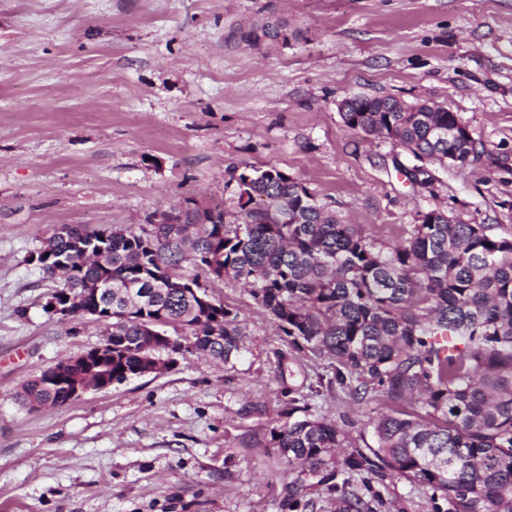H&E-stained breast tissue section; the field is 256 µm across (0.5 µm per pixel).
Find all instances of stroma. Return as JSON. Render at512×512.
I'll use <instances>...</instances> for the list:
<instances>
[{
    "label": "stroma",
    "mask_w": 512,
    "mask_h": 512,
    "mask_svg": "<svg viewBox=\"0 0 512 512\" xmlns=\"http://www.w3.org/2000/svg\"><path fill=\"white\" fill-rule=\"evenodd\" d=\"M266 23L287 41L239 40ZM353 96L443 105L476 152L416 159L346 127ZM269 166L383 248L436 208L512 238V0H0V512H336L330 477L374 512H433L404 477L278 454L292 397L362 450L378 416L422 410L333 385L335 360L294 351L232 280L207 288L242 328L230 361L192 349L62 406L14 399L106 338L45 309L57 282L28 257L58 227L231 213V173Z\"/></svg>",
    "instance_id": "obj_1"
}]
</instances>
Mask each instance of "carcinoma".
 <instances>
[{
  "instance_id": "1",
  "label": "carcinoma",
  "mask_w": 512,
  "mask_h": 512,
  "mask_svg": "<svg viewBox=\"0 0 512 512\" xmlns=\"http://www.w3.org/2000/svg\"><path fill=\"white\" fill-rule=\"evenodd\" d=\"M284 26H264L246 42L277 38ZM361 112L341 113L344 124L383 134L414 157L464 165L474 154L468 127L455 112L427 102L416 112H383L393 97H358ZM238 210L210 203L215 221L88 230L68 226L46 245L53 260L41 268L56 278L62 257L77 274L60 288L112 282V379L139 376L145 325L186 332L177 339L224 361L240 352L236 317L202 290L211 282L241 281L292 344L349 372L351 393L381 392L393 403L424 394L425 416L394 411L372 422L373 458L345 460L350 469L370 465L380 477L396 474L441 493L453 512H512V239L489 234L484 224H461L430 210L411 225L405 244L384 250L287 173L270 167L231 175ZM190 261L194 273L183 272ZM196 291H191V288ZM58 361L15 395L28 407L61 406L68 390L57 379ZM288 400V415H305L271 442L291 466L326 464L333 448H350L336 423ZM336 512H361L345 486L332 485Z\"/></svg>"
}]
</instances>
